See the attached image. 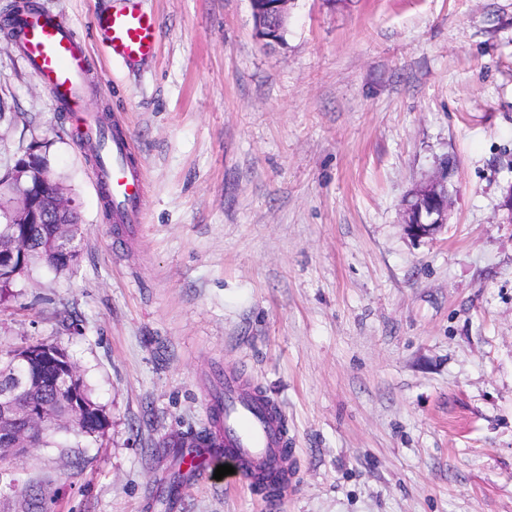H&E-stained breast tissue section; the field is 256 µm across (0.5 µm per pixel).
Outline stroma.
Wrapping results in <instances>:
<instances>
[{"label":"stroma","mask_w":512,"mask_h":512,"mask_svg":"<svg viewBox=\"0 0 512 512\" xmlns=\"http://www.w3.org/2000/svg\"><path fill=\"white\" fill-rule=\"evenodd\" d=\"M92 62L88 111L128 127L143 222L117 234L77 115L0 30V178L44 156L78 207L75 265L0 298V349L56 343L108 424L0 459V512H512V0H140L155 55L113 63V0H33ZM432 238L401 212L446 157ZM231 373L279 404L274 497L181 456ZM254 32L258 40L266 43L281 40L280 31L288 20L290 0H250Z\"/></svg>","instance_id":"stroma-1"}]
</instances>
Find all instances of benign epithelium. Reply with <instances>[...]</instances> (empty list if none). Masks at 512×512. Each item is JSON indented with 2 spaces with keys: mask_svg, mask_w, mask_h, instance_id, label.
Wrapping results in <instances>:
<instances>
[{
  "mask_svg": "<svg viewBox=\"0 0 512 512\" xmlns=\"http://www.w3.org/2000/svg\"><path fill=\"white\" fill-rule=\"evenodd\" d=\"M290 0H250L254 32L266 43L281 40L280 31L288 20ZM453 162L446 160L439 171L420 183L411 193L402 212V222L414 239L432 237L449 223L452 201L448 176ZM10 202L0 201V227L14 224H69L78 213L73 202L55 183L48 166L36 161L34 153L18 161L15 181L10 189ZM55 265L71 264L73 251L63 238H52L47 244ZM18 245L0 233V269L14 267ZM73 372L71 362L48 349L14 355L0 364V455L21 456L28 452L31 436L54 414L41 401L45 384L60 390L69 389L70 421L104 427L106 420L94 407L85 403L69 387Z\"/></svg>",
  "mask_w": 512,
  "mask_h": 512,
  "instance_id": "1",
  "label": "benign epithelium"
}]
</instances>
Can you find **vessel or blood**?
<instances>
[{
	"instance_id": "obj_1",
	"label": "vessel or blood",
	"mask_w": 512,
	"mask_h": 512,
	"mask_svg": "<svg viewBox=\"0 0 512 512\" xmlns=\"http://www.w3.org/2000/svg\"><path fill=\"white\" fill-rule=\"evenodd\" d=\"M94 27L113 62L132 65L156 53L159 22L155 14L140 7L139 0H122L121 7L98 13ZM14 29L26 65L55 102L65 111L85 113L81 87L90 63L66 18L59 13H33L21 17ZM96 177L110 192L114 222L127 232L137 229L143 222L144 184L133 139L123 128L113 129L111 138L102 141ZM210 411L222 430L224 453L233 460L243 487L255 484L260 467L279 477L284 441L280 407L228 376L222 391L215 393Z\"/></svg>"
}]
</instances>
